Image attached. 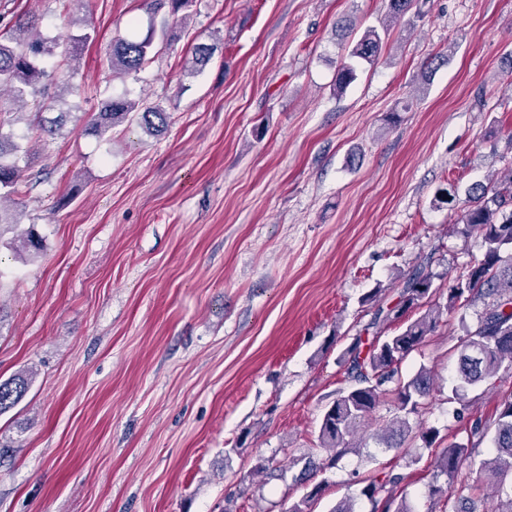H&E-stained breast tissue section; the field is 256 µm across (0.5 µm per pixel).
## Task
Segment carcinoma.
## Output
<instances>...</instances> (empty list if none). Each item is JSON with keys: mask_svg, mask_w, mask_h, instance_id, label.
Wrapping results in <instances>:
<instances>
[{"mask_svg": "<svg viewBox=\"0 0 512 512\" xmlns=\"http://www.w3.org/2000/svg\"><path fill=\"white\" fill-rule=\"evenodd\" d=\"M420 0H388L390 19L403 17L409 11L422 16ZM191 0H148L149 9L157 14L169 8L175 15L190 7ZM35 17L27 18L0 34V113L16 112L44 99L60 102V95H48L41 80L47 76L39 59L62 54L75 59L74 48L93 39L86 27L79 35H72L65 47L57 40L35 35ZM375 28L367 29L354 42L348 57L340 62L336 76V94H343L356 79L351 60L358 58L373 62L380 56L383 39ZM153 40L118 36L112 41V72L120 76L139 73L154 55ZM138 115V122L146 131H159L168 118L167 110L158 103H138L127 97L111 98L100 111L92 115L90 129L100 136L109 133L112 126ZM27 153L20 144L0 131V198L17 192L20 178V154ZM469 206L454 222V231L461 237L479 235L485 248L484 259L458 275L448 286L445 307L432 308L395 335H377L364 345L361 339L347 351V375L350 388L339 392L325 409L319 427V445L329 452L322 464L310 458L304 464L302 475L309 478L314 472L336 465V461L351 451H357L369 420L382 402L392 400L398 415L371 433L372 438L385 448H401L414 433L431 444L437 437L432 428L412 427L410 417H419L426 410V398L435 386V377L424 369L405 380L399 376L398 365L431 335L443 312L449 313L483 301L484 309L476 329L462 341L458 349L455 384L452 393L460 400L465 390L479 385L497 374L499 369L512 366V254L504 257V249L512 247V168L490 187L476 184L468 191ZM430 275L420 271L404 282L399 301L390 308L378 307L371 325L376 326L405 316L420 306L433 293ZM394 386H389V383ZM28 381L17 377L0 381V413L14 407L24 397ZM489 440L487 457L473 458V450ZM360 495L371 504L370 512H411L407 502L389 492L380 496L387 484L397 478L362 480ZM493 488L497 506L491 512H512V395L504 397L497 407L495 418L489 424L475 422L469 429L467 441L450 442L435 462L431 480L426 486L429 499L441 502L446 512H457L456 501L479 492L484 486Z\"/></svg>", "mask_w": 512, "mask_h": 512, "instance_id": "obj_1", "label": "carcinoma"}]
</instances>
